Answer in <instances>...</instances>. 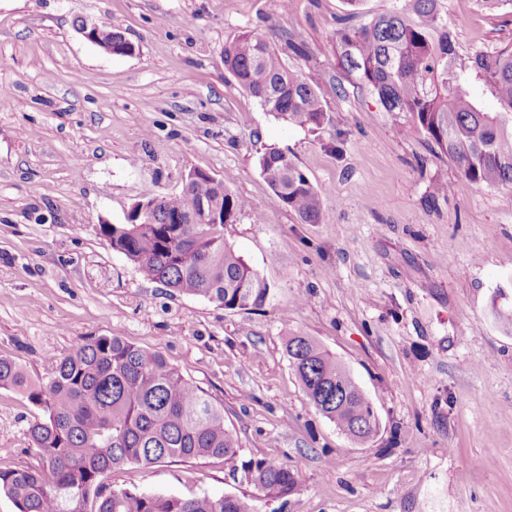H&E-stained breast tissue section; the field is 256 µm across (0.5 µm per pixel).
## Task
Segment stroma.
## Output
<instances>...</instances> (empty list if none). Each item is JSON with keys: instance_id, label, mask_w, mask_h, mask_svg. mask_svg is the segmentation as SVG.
Masks as SVG:
<instances>
[{"instance_id": "stroma-1", "label": "stroma", "mask_w": 512, "mask_h": 512, "mask_svg": "<svg viewBox=\"0 0 512 512\" xmlns=\"http://www.w3.org/2000/svg\"><path fill=\"white\" fill-rule=\"evenodd\" d=\"M461 79L512 50V5L444 0ZM344 0H0V357L34 378L88 336L160 351L224 409L237 455L129 465L114 488L251 499L257 512H512V188L466 182L423 136L399 135L343 71ZM124 32L132 56L78 34ZM266 35L317 83L320 127L276 120L224 68V44ZM299 52H291V45ZM322 193L320 223L284 208L260 174L267 147ZM214 174L251 210L226 242L272 286L230 311L144 280L96 228L132 204ZM317 340L371 399L357 444L306 397L283 336ZM38 409L0 389V469L38 465ZM285 463L297 487L263 496L245 462ZM79 21L80 19L75 20L74 25H77ZM76 30L86 40L99 46L109 54L116 56H128L130 53L124 49L126 43H124L122 32L112 28V26L103 25L101 32L103 41L108 44H112L111 47H108L102 41L100 37L101 24L94 20L84 18L83 21L76 26Z\"/></svg>"}]
</instances>
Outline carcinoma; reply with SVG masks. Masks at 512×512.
<instances>
[{"mask_svg":"<svg viewBox=\"0 0 512 512\" xmlns=\"http://www.w3.org/2000/svg\"><path fill=\"white\" fill-rule=\"evenodd\" d=\"M360 0H346L339 19L336 58L382 106L401 134L416 132L452 159L466 181L512 187V51L477 53L468 68L493 85L504 111L485 112L460 83L455 35L442 0H402V6L358 25ZM112 54L126 56L122 32L103 26ZM224 68L275 119L319 127L325 118L318 84L288 68L263 36L243 32L224 44ZM261 175L277 200L305 224L320 223L321 192L287 152L266 149ZM214 202L219 223L168 224ZM248 202L208 179L163 197L154 224H100L98 234L147 280L197 296L226 310L257 308L270 285L224 240V225L247 212ZM288 358L313 406L356 443L376 432L371 401L358 395L350 371L309 336L285 337ZM0 389L27 396L41 412L28 432L36 467L0 469V495L17 512H254L236 496L182 498L116 489L103 482L127 465L237 454L215 405L158 351L119 336H91L46 378L34 381L16 362L0 358ZM267 498L285 499L296 487L287 465L266 459L244 464Z\"/></svg>","mask_w":512,"mask_h":512,"instance_id":"cac0c4a2","label":"carcinoma"}]
</instances>
